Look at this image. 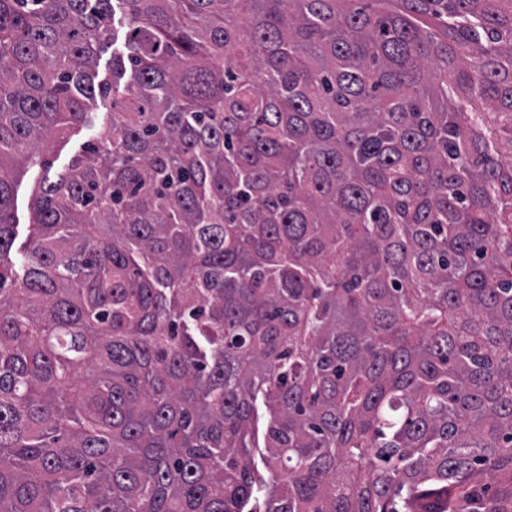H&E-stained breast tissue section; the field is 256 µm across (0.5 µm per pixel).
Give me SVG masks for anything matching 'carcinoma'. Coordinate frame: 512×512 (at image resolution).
<instances>
[{"mask_svg":"<svg viewBox=\"0 0 512 512\" xmlns=\"http://www.w3.org/2000/svg\"><path fill=\"white\" fill-rule=\"evenodd\" d=\"M98 99L17 243L11 162ZM487 470L512 0H0V512H450ZM89 112L93 120L91 124L73 129L66 137L55 140L49 156L53 164L51 173L62 172L68 167L70 161L95 137L98 122L105 118V112H111V108L98 101L89 105Z\"/></svg>","mask_w":512,"mask_h":512,"instance_id":"cac0c4a2","label":"carcinoma"}]
</instances>
